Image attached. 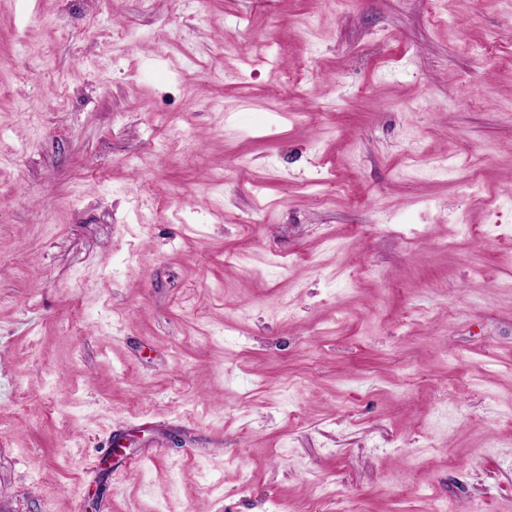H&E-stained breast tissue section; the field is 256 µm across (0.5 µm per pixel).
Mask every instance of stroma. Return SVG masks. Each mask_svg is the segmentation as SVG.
<instances>
[{
    "label": "stroma",
    "mask_w": 512,
    "mask_h": 512,
    "mask_svg": "<svg viewBox=\"0 0 512 512\" xmlns=\"http://www.w3.org/2000/svg\"><path fill=\"white\" fill-rule=\"evenodd\" d=\"M299 502L512 512V0H0V512Z\"/></svg>",
    "instance_id": "35a3bbf8"
}]
</instances>
